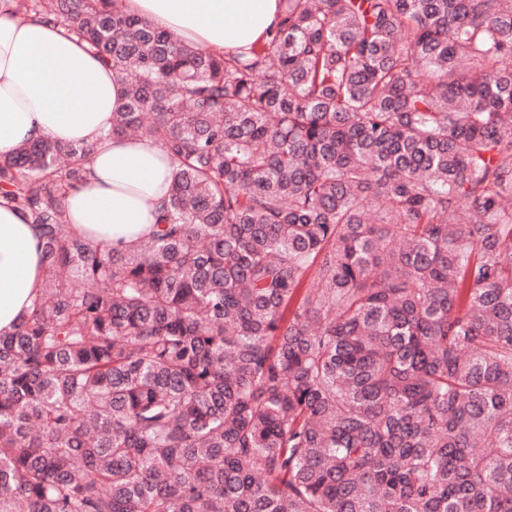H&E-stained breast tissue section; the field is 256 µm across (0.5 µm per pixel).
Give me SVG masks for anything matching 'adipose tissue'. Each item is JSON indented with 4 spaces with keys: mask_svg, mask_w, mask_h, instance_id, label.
<instances>
[{
    "mask_svg": "<svg viewBox=\"0 0 512 512\" xmlns=\"http://www.w3.org/2000/svg\"><path fill=\"white\" fill-rule=\"evenodd\" d=\"M110 7L221 53L261 39L282 4L112 0ZM123 88L111 68L60 23L16 16L10 0H0V158L43 137L96 143L87 180L67 195L65 208L74 230L108 249L124 248L151 231L173 170L153 142L109 137ZM42 282L37 226L24 209L0 206V335L15 330Z\"/></svg>",
    "mask_w": 512,
    "mask_h": 512,
    "instance_id": "ef3b65f1",
    "label": "adipose tissue"
}]
</instances>
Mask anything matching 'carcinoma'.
Here are the masks:
<instances>
[{
	"label": "carcinoma",
	"instance_id": "1",
	"mask_svg": "<svg viewBox=\"0 0 512 512\" xmlns=\"http://www.w3.org/2000/svg\"><path fill=\"white\" fill-rule=\"evenodd\" d=\"M101 2L14 11L174 171L110 251L64 206L96 144L0 159L44 270L0 335V512H512V0H282L224 54Z\"/></svg>",
	"mask_w": 512,
	"mask_h": 512
}]
</instances>
